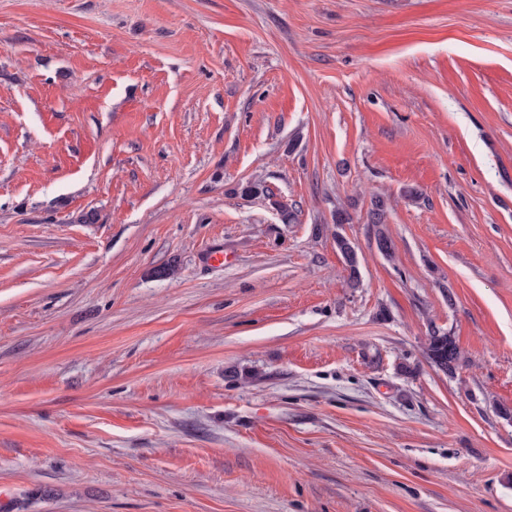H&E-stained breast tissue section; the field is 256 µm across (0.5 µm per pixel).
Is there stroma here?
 I'll list each match as a JSON object with an SVG mask.
<instances>
[{"label":"stroma","mask_w":512,"mask_h":512,"mask_svg":"<svg viewBox=\"0 0 512 512\" xmlns=\"http://www.w3.org/2000/svg\"><path fill=\"white\" fill-rule=\"evenodd\" d=\"M0 512H512V0H0ZM244 195L246 196H255L272 200L271 205L277 210L281 217L282 223L291 224L295 220V212L292 209H289L288 206L278 200H273L274 194L263 184L253 183L245 187ZM387 207L380 196L371 199V207L368 212V222L376 227L374 236L378 251L387 258L393 255V242L385 230L381 227L386 224ZM336 248L342 255L345 265L349 270V280L352 286H357L360 282V259L355 245L343 234L335 236ZM425 355L432 366L446 374L453 373L461 360L455 340L448 331L433 323L428 326Z\"/></svg>","instance_id":"obj_1"}]
</instances>
